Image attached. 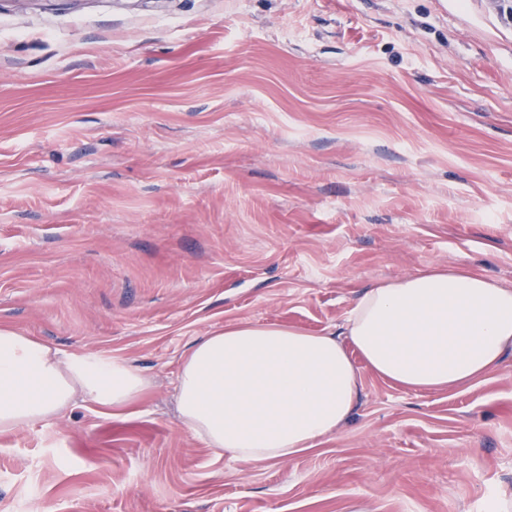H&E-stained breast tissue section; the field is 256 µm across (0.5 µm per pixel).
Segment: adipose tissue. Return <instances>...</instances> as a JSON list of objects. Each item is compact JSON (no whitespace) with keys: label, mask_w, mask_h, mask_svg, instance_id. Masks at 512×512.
<instances>
[{"label":"adipose tissue","mask_w":512,"mask_h":512,"mask_svg":"<svg viewBox=\"0 0 512 512\" xmlns=\"http://www.w3.org/2000/svg\"><path fill=\"white\" fill-rule=\"evenodd\" d=\"M418 391L480 379L512 354V288L463 266L366 289L336 331L240 322L201 337L177 376L183 424L215 453L276 463L335 433L358 406L352 361ZM150 381L127 361L64 353L0 327V431L50 422L77 402L112 412Z\"/></svg>","instance_id":"ef3b65f1"}]
</instances>
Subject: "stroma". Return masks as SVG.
Returning a JSON list of instances; mask_svg holds the SVG:
<instances>
[{"label":"stroma","instance_id":"stroma-1","mask_svg":"<svg viewBox=\"0 0 512 512\" xmlns=\"http://www.w3.org/2000/svg\"><path fill=\"white\" fill-rule=\"evenodd\" d=\"M461 262L512 287V0H0V326L151 382L1 432L0 512H512V354L427 392L361 368L274 464L177 411L200 337L326 334Z\"/></svg>","mask_w":512,"mask_h":512}]
</instances>
